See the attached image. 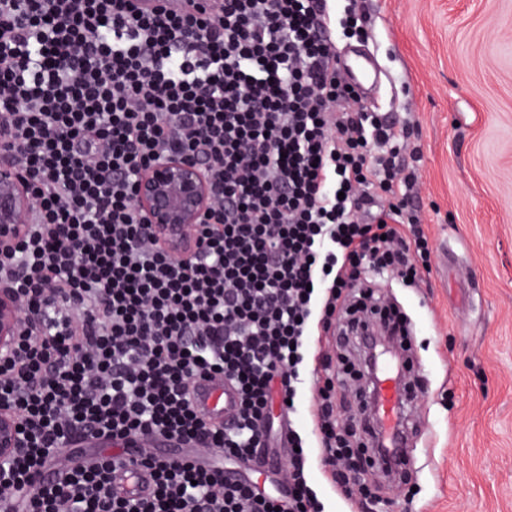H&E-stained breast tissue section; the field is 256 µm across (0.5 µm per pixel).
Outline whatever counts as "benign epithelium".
<instances>
[{"mask_svg": "<svg viewBox=\"0 0 512 512\" xmlns=\"http://www.w3.org/2000/svg\"><path fill=\"white\" fill-rule=\"evenodd\" d=\"M30 184L14 169L0 167V248L15 243L18 231L31 223ZM135 204L149 236L177 244L189 239L194 225L213 207L214 196L198 165L169 157L143 165L135 185ZM22 296L0 286V365L13 363L21 336L40 332L41 321L23 316ZM20 425L0 405V481L19 448Z\"/></svg>", "mask_w": 512, "mask_h": 512, "instance_id": "obj_1", "label": "benign epithelium"}]
</instances>
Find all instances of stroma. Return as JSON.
<instances>
[{
	"mask_svg": "<svg viewBox=\"0 0 512 512\" xmlns=\"http://www.w3.org/2000/svg\"><path fill=\"white\" fill-rule=\"evenodd\" d=\"M387 79L371 106L422 154L412 206L432 245L415 287L382 278L414 323L420 401L408 485L387 512H512V0H361ZM326 512H359L320 455Z\"/></svg>",
	"mask_w": 512,
	"mask_h": 512,
	"instance_id": "35a3bbf8",
	"label": "stroma"
}]
</instances>
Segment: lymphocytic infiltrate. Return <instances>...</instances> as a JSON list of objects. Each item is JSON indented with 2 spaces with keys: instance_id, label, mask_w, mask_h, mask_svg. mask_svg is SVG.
Returning a JSON list of instances; mask_svg holds the SVG:
<instances>
[{
  "instance_id": "1",
  "label": "lymphocytic infiltrate",
  "mask_w": 512,
  "mask_h": 512,
  "mask_svg": "<svg viewBox=\"0 0 512 512\" xmlns=\"http://www.w3.org/2000/svg\"><path fill=\"white\" fill-rule=\"evenodd\" d=\"M334 22L358 28L324 0H0V164L29 176L33 209L0 284L44 325L0 371L27 436L0 512H324L294 416L309 338L336 330L320 356L324 463L347 494L368 488L346 468L352 438L371 475L387 464L373 420L340 425L335 394L364 379L355 329L381 316L405 341L406 314L363 271L402 283L430 270L432 248L409 210L408 133L350 90ZM171 156L194 160L215 196L180 258L133 205L142 165ZM203 376L235 388L232 425L193 405ZM159 439L214 459L168 456ZM128 463L148 495L116 486Z\"/></svg>"
}]
</instances>
